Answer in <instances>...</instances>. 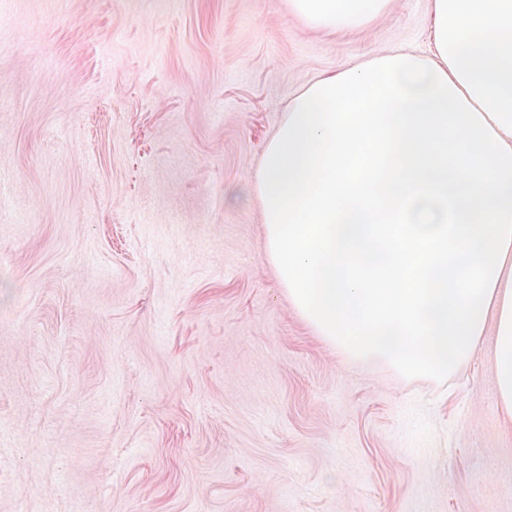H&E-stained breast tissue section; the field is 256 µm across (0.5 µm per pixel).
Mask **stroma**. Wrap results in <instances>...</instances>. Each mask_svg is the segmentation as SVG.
<instances>
[{
	"instance_id": "35a3bbf8",
	"label": "stroma",
	"mask_w": 512,
	"mask_h": 512,
	"mask_svg": "<svg viewBox=\"0 0 512 512\" xmlns=\"http://www.w3.org/2000/svg\"><path fill=\"white\" fill-rule=\"evenodd\" d=\"M286 0H0V512H512L492 334L452 380L344 357L250 188L289 101L395 47Z\"/></svg>"
}]
</instances>
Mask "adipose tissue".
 Wrapping results in <instances>:
<instances>
[{"instance_id": "adipose-tissue-1", "label": "adipose tissue", "mask_w": 512, "mask_h": 512, "mask_svg": "<svg viewBox=\"0 0 512 512\" xmlns=\"http://www.w3.org/2000/svg\"><path fill=\"white\" fill-rule=\"evenodd\" d=\"M392 0H287L315 30ZM434 57L398 49L289 103L251 182L289 302L344 354L443 378L494 331L512 419V0H430Z\"/></svg>"}]
</instances>
